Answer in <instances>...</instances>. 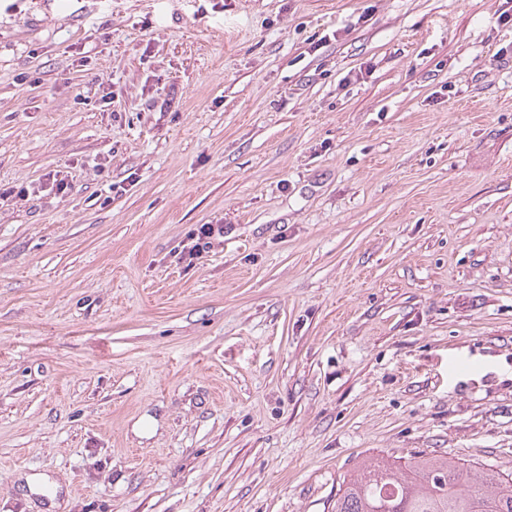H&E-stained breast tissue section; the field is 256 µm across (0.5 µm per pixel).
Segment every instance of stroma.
<instances>
[{
  "label": "stroma",
  "instance_id": "35a3bbf8",
  "mask_svg": "<svg viewBox=\"0 0 512 512\" xmlns=\"http://www.w3.org/2000/svg\"><path fill=\"white\" fill-rule=\"evenodd\" d=\"M418 453L512 472V0H0V512ZM194 230V233L191 234V237L194 235L197 237V242L190 248L188 251L189 259H194L201 253V249L207 248L210 241H205L207 239H211L212 237L218 235L222 236L224 234V227L220 224H202L197 229V233ZM203 243V244H202Z\"/></svg>",
  "mask_w": 512,
  "mask_h": 512
}]
</instances>
